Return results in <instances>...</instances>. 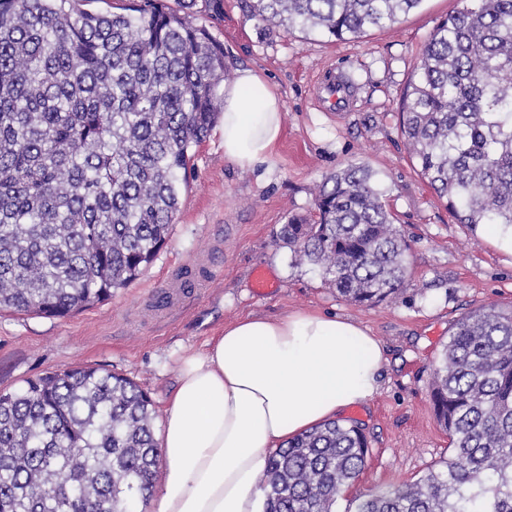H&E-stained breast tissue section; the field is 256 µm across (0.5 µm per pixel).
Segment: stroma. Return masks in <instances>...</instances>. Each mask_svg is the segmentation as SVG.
Masks as SVG:
<instances>
[{
	"mask_svg": "<svg viewBox=\"0 0 512 512\" xmlns=\"http://www.w3.org/2000/svg\"><path fill=\"white\" fill-rule=\"evenodd\" d=\"M459 0H424L393 28L357 40L268 30L241 0L214 14L198 0L193 21L224 48L225 85L252 69L282 102L272 165L224 157L219 128L193 148L189 185L166 245L111 299L66 318L0 312V389L31 377L92 365L137 382L162 412L180 357L206 350L226 325L303 310L359 323L380 344V387L341 419L368 443L366 464L336 503L416 481L450 451L430 397L448 335L469 312L512 307V249L493 231L456 223L410 160L399 125L403 94L434 27ZM335 79L341 93L330 96ZM349 163L375 173L409 244V281L376 306L348 302L279 239L289 218L313 211L325 175Z\"/></svg>",
	"mask_w": 512,
	"mask_h": 512,
	"instance_id": "obj_1",
	"label": "stroma"
}]
</instances>
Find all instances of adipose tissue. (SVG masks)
<instances>
[{
    "label": "adipose tissue",
    "instance_id": "adipose-tissue-1",
    "mask_svg": "<svg viewBox=\"0 0 512 512\" xmlns=\"http://www.w3.org/2000/svg\"><path fill=\"white\" fill-rule=\"evenodd\" d=\"M280 107L269 82L240 71L224 92L225 159L270 162ZM382 369L378 340L340 316L299 311L226 326L179 366L158 435L155 512H262L273 451L371 399Z\"/></svg>",
    "mask_w": 512,
    "mask_h": 512
}]
</instances>
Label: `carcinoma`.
I'll return each mask as SVG.
<instances>
[{
	"mask_svg": "<svg viewBox=\"0 0 512 512\" xmlns=\"http://www.w3.org/2000/svg\"><path fill=\"white\" fill-rule=\"evenodd\" d=\"M0 0V311L65 317L137 280L166 244L192 148L217 117L224 49L196 0ZM423 0H245L274 30L358 39ZM401 103L408 153L459 224L512 227V0H462ZM280 239L340 296L406 286V244L373 174L324 178ZM451 456L353 512H512V308L463 316L433 372ZM150 396L93 366L0 391V512H137L159 463ZM368 453L330 421L272 455L266 512H335Z\"/></svg>",
	"mask_w": 512,
	"mask_h": 512,
	"instance_id": "1",
	"label": "carcinoma"
}]
</instances>
